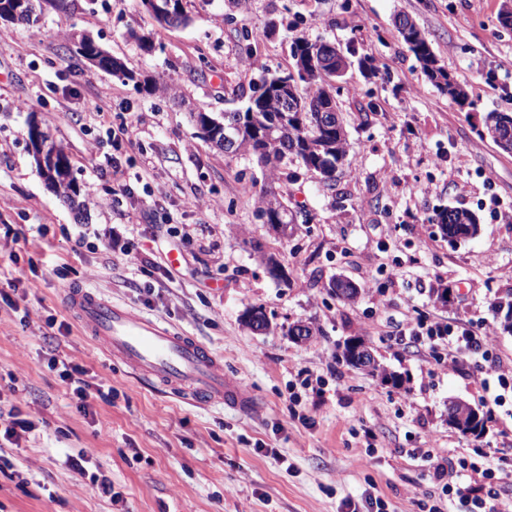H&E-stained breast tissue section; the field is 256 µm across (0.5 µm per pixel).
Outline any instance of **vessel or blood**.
<instances>
[{
  "label": "vessel or blood",
  "instance_id": "1",
  "mask_svg": "<svg viewBox=\"0 0 512 512\" xmlns=\"http://www.w3.org/2000/svg\"><path fill=\"white\" fill-rule=\"evenodd\" d=\"M63 295L73 317L140 380L162 384L197 404L253 408L248 390L225 376L222 362L196 337L80 286L64 288Z\"/></svg>",
  "mask_w": 512,
  "mask_h": 512
}]
</instances>
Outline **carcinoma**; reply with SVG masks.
<instances>
[{"label": "carcinoma", "mask_w": 512, "mask_h": 512, "mask_svg": "<svg viewBox=\"0 0 512 512\" xmlns=\"http://www.w3.org/2000/svg\"><path fill=\"white\" fill-rule=\"evenodd\" d=\"M172 2V14L154 19L161 25L186 24L191 21L187 11L190 0H157L162 4ZM395 28L409 50L426 71L431 82L451 99L463 103L468 99L466 89L438 64L437 57L425 33L418 24L405 14L394 20ZM73 52L83 58H92L103 70L121 72L129 80L134 75L114 59L101 46L94 44L84 33L74 32L69 36ZM337 47L323 42L297 40L294 50L295 72L298 79L288 90V111H281L276 83L279 74H268L250 85L249 99L258 102L254 108L242 112H231L227 121L238 125L235 153L253 157L269 174H274L278 165L292 156L307 169L321 176L329 189L336 188V179L327 171H336L348 155V139L341 117L337 111L332 73L323 66L329 55H336ZM483 135L492 139L501 149L512 152V114L488 112L483 117ZM48 187L71 208L84 212L87 209L81 188L72 176L69 155L61 143H56V162L40 170ZM258 212L267 217L266 224L275 232L285 235L294 218L287 213V206L271 192L258 195ZM443 233L452 238H473L479 232L476 215L464 208H445L436 216ZM329 293L343 303L356 301L364 289L355 282L340 276L328 283Z\"/></svg>", "instance_id": "cac0c4a2"}]
</instances>
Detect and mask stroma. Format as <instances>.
I'll return each mask as SVG.
<instances>
[{
  "label": "stroma",
  "instance_id": "1",
  "mask_svg": "<svg viewBox=\"0 0 512 512\" xmlns=\"http://www.w3.org/2000/svg\"><path fill=\"white\" fill-rule=\"evenodd\" d=\"M503 0H193L194 20L160 27L139 0H65L38 23L5 25L0 37V278L24 269L23 286L0 300V407L33 423L19 444H0V512H342L345 502L384 501L419 512L440 493L437 466L466 457L512 469V393L486 384L512 365V333L497 298L512 293V154L479 137L481 115L512 113V28ZM416 21L441 66L468 91L441 93L394 27ZM151 34L143 52L130 31ZM89 33L126 75L69 49ZM355 49L337 102L349 154L328 189L286 160L268 174L246 156L225 157L197 135L190 112L244 107L262 70H292L298 39ZM160 77L167 95L136 79ZM36 110L70 156L91 198L78 215L47 189L28 145ZM256 182L309 214L280 236L257 217ZM473 211L472 240L449 244L433 217ZM24 233L12 242L6 228ZM16 260H9L8 251ZM203 342L258 403L256 412L191 405L137 382L73 324L55 273ZM341 274L364 288L353 304L330 297ZM260 307L272 328L249 329ZM467 322L493 333L492 360L448 370L439 353L396 343L411 318ZM315 334L291 339L289 325ZM368 337L403 388L347 365L340 345ZM107 379L111 402L80 409L51 358ZM322 383L294 405L289 385ZM463 400L490 419L481 437L448 423ZM96 454L87 476L69 456ZM108 477L112 496L96 478Z\"/></svg>",
  "mask_w": 512,
  "mask_h": 512
}]
</instances>
